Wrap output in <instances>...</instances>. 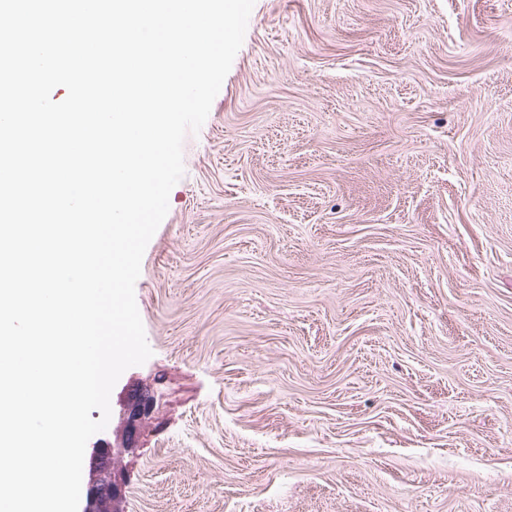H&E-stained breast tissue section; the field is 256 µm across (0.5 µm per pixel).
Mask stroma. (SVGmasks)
Returning a JSON list of instances; mask_svg holds the SVG:
<instances>
[{"label":"stroma","instance_id":"stroma-1","mask_svg":"<svg viewBox=\"0 0 512 512\" xmlns=\"http://www.w3.org/2000/svg\"><path fill=\"white\" fill-rule=\"evenodd\" d=\"M183 159L124 512H512V0H255Z\"/></svg>","mask_w":512,"mask_h":512}]
</instances>
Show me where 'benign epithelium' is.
Here are the masks:
<instances>
[{
  "label": "benign epithelium",
  "instance_id": "1",
  "mask_svg": "<svg viewBox=\"0 0 512 512\" xmlns=\"http://www.w3.org/2000/svg\"><path fill=\"white\" fill-rule=\"evenodd\" d=\"M153 410V399L133 394L124 404L120 419L122 424V446L116 448L101 443L92 449L87 472L86 496L81 512H109L118 510L125 498V484L113 466L118 451L131 452L135 449L144 420Z\"/></svg>",
  "mask_w": 512,
  "mask_h": 512
}]
</instances>
